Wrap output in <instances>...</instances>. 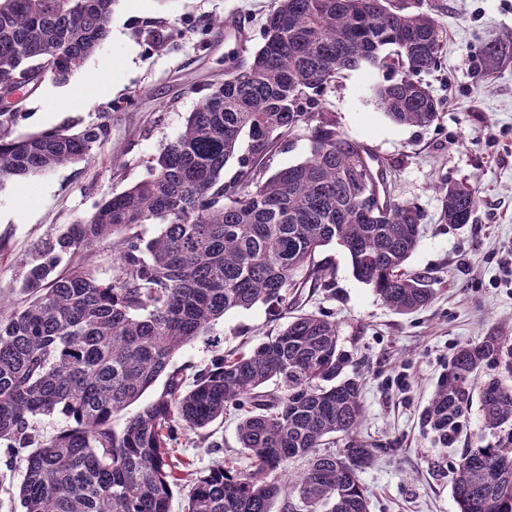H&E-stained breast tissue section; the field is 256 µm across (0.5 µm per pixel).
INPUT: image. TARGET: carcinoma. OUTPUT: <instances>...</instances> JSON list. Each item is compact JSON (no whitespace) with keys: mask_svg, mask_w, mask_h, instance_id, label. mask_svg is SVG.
I'll list each match as a JSON object with an SVG mask.
<instances>
[{"mask_svg":"<svg viewBox=\"0 0 512 512\" xmlns=\"http://www.w3.org/2000/svg\"><path fill=\"white\" fill-rule=\"evenodd\" d=\"M117 2L0 0V103L81 68L108 37ZM443 44L431 16L395 0H277L259 44L207 89L148 176L30 257L24 305L0 303V447L25 456L21 512H169L181 481L172 460L179 434L197 433L200 447L219 456L224 437L211 426L230 409L253 469L218 465L195 477L184 512H272L282 492L290 512H369L360 474L377 449L356 439L362 380L347 374L352 361L334 321L300 312L254 348L213 350L189 377L169 366L232 310L288 309L296 274L320 280L315 254L332 243L392 311L432 303L427 277L405 270L424 210L386 194L363 206L357 173L381 187L386 167L344 135L323 93L367 65L382 74L379 108L396 123L427 127L442 102L419 76L440 67ZM17 117L0 110V188L79 162L107 141L103 122L20 136ZM297 130L308 133L310 156L266 176ZM232 158L239 169L226 180ZM437 191L440 223H470L475 184ZM156 221L160 233L145 238L140 227ZM111 236L119 250L103 280L87 251ZM163 374L162 391L114 427ZM511 378L512 339L490 332L456 349L421 414L434 444L452 448L476 397L496 438H466L452 487L458 512H512V466L503 465L512 459ZM54 413L73 425L48 438L36 421ZM338 436L343 448L323 450ZM297 460L303 467L287 473ZM278 471L288 478L269 480Z\"/></svg>","mask_w":512,"mask_h":512,"instance_id":"cac0c4a2","label":"carcinoma"}]
</instances>
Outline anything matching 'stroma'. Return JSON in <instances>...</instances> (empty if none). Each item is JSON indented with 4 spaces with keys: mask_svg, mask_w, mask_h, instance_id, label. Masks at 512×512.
Segmentation results:
<instances>
[{
    "mask_svg": "<svg viewBox=\"0 0 512 512\" xmlns=\"http://www.w3.org/2000/svg\"><path fill=\"white\" fill-rule=\"evenodd\" d=\"M276 0H119L100 49L66 81L44 78L17 94L20 135L62 125H108V141L92 157L0 189V299L15 306L25 263L69 224L89 217L104 197L145 178L151 161L183 128L199 104L200 89L222 82L228 58L259 31ZM447 33L444 65L424 74L444 99L440 119L427 127L391 121L376 104L378 72L345 73L324 99L345 135L393 162L387 191L419 204L427 214L418 248L406 267L428 276L435 291L425 310L400 315L357 280L348 254L323 247L315 262L324 275L306 284L303 310L335 321L338 345L362 374L361 439L381 447L361 481L369 512H457L452 495L457 449L433 443L421 413L456 348L491 330L512 336V0H408ZM506 47L489 59L488 46ZM107 77L110 94L88 107H69L62 94L95 75ZM41 114H34L33 105ZM467 179L478 188L470 224L437 220V185ZM283 325L266 306L228 312L210 339L179 350L172 367L199 368L212 356L211 340L230 350L257 345ZM237 418L218 430L224 452L199 448L185 432L174 455L185 472L208 471L215 461L242 471L252 458L237 439ZM23 457L0 447V512H20Z\"/></svg>",
    "mask_w": 512,
    "mask_h": 512,
    "instance_id": "stroma-1",
    "label": "stroma"
}]
</instances>
